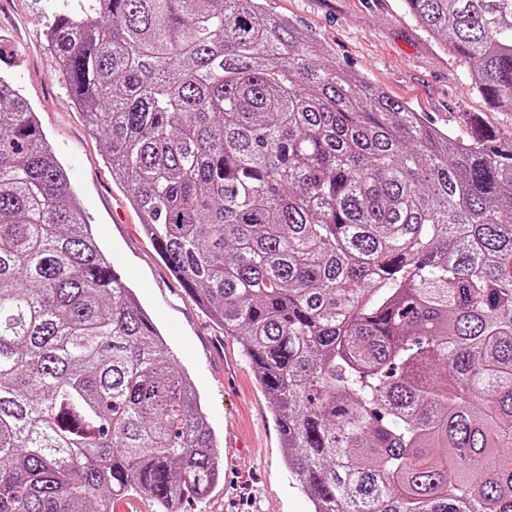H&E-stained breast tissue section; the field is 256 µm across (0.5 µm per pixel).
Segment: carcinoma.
<instances>
[{"label":"carcinoma","instance_id":"1","mask_svg":"<svg viewBox=\"0 0 512 512\" xmlns=\"http://www.w3.org/2000/svg\"><path fill=\"white\" fill-rule=\"evenodd\" d=\"M264 2L68 0L46 47L313 512H512V131L437 126ZM404 5L512 113V0ZM217 448L0 75V512H183Z\"/></svg>","mask_w":512,"mask_h":512}]
</instances>
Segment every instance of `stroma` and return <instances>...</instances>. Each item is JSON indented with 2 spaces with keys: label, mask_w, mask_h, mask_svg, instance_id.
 I'll list each match as a JSON object with an SVG mask.
<instances>
[{
  "label": "stroma",
  "mask_w": 512,
  "mask_h": 512,
  "mask_svg": "<svg viewBox=\"0 0 512 512\" xmlns=\"http://www.w3.org/2000/svg\"><path fill=\"white\" fill-rule=\"evenodd\" d=\"M52 3L0 0V75L38 113L97 241L193 379L220 448L234 451L233 469L207 497L189 502L187 512H312L285 464L271 407L239 342L170 274L142 233L128 193L112 178L105 140L56 78L44 46ZM266 8L311 31L327 66L340 63L366 76L441 127L463 135L467 117L477 116L512 129V115L470 91L467 69L407 14L403 0H267Z\"/></svg>",
  "instance_id": "stroma-1"
}]
</instances>
